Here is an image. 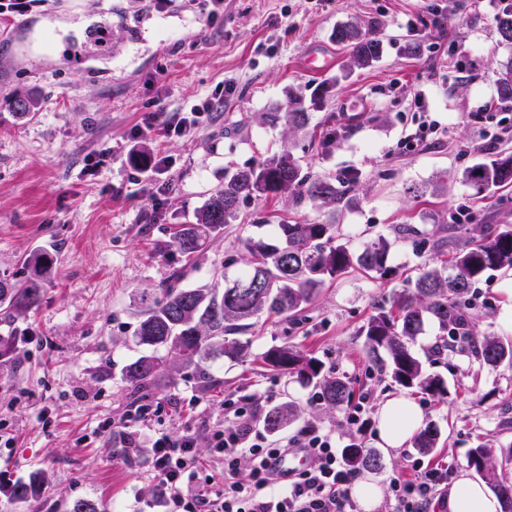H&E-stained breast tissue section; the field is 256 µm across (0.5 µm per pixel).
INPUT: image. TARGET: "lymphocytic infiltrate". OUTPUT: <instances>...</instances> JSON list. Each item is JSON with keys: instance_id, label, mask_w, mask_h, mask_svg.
<instances>
[{"instance_id": "obj_1", "label": "lymphocytic infiltrate", "mask_w": 512, "mask_h": 512, "mask_svg": "<svg viewBox=\"0 0 512 512\" xmlns=\"http://www.w3.org/2000/svg\"><path fill=\"white\" fill-rule=\"evenodd\" d=\"M211 102L191 106L175 122L152 113L143 129L156 136H188L200 126ZM253 402L227 400L223 424L209 428L207 437L214 454L224 460V475L201 477L196 466L198 436L189 430L171 437L163 428L158 410L144 405L130 413L123 445L149 449L152 477L161 491L163 512H355L351 485L356 477L345 453L336 446V433L306 424L287 438L274 440L261 429L243 423L244 415L256 414ZM293 448L307 449L314 467L289 477L275 470L278 457ZM251 464L249 481L237 479L241 459ZM414 478L393 474L386 479V492L394 512H427L439 486L446 481L437 468L413 462Z\"/></svg>"}]
</instances>
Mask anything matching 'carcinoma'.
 <instances>
[{"mask_svg": "<svg viewBox=\"0 0 512 512\" xmlns=\"http://www.w3.org/2000/svg\"><path fill=\"white\" fill-rule=\"evenodd\" d=\"M495 22L502 40L512 44V0H507ZM334 38L350 50L356 67L371 65L384 52L382 40L368 39L355 24L337 27ZM0 108L23 118L38 112L39 101L31 95H7L0 100ZM263 119L271 125L282 121L301 126L308 121V112L301 98L290 95L285 103L264 113ZM358 177L356 171L334 180L309 175L302 172L293 152L284 149L224 178V186L210 193L196 210L195 222L180 225L170 246L180 255L192 257L208 237L237 219L243 198L269 199L291 193L298 204L310 199L326 205H346ZM465 179L475 190L476 200L511 188L512 150L497 152L472 165ZM448 231L454 240L452 248L445 249L444 238L432 243L435 259L421 265L415 275L405 277L390 308H377L362 327L370 361L379 372L404 389L433 397L447 393L446 382L440 375L427 372L411 348L429 323L438 330L435 349L439 352L462 340L469 344L475 358L489 366L512 363V340L492 336L474 341L469 306L464 300L488 272L512 270V224H488L478 240L466 236L463 224H450ZM400 239L419 252L429 244L423 232L411 224L402 228ZM391 246L390 240L380 236L355 250L333 221L281 218L273 233L245 239L250 260L233 278L222 273L210 285L169 286L161 289V301L140 298L136 339L148 353L125 366L126 383L143 400L162 375L179 366H192L204 385L213 386L211 361L217 356L236 360L249 357L251 340L242 336L261 320L296 319L323 288L353 272L375 279L391 275ZM23 263L29 271L24 279L0 277V314L9 319L24 317L39 305L43 284L52 275L53 259L44 251L30 253ZM255 361L294 377L305 388L318 390L320 399L330 407L342 409L352 403V391L343 378L324 370L320 359L294 346H272ZM300 414L297 402L285 401L265 412L263 426L277 432L297 421ZM439 436V428L428 423L415 433L413 447L429 454ZM345 453L354 467L376 468L380 461L376 452L354 443L346 446ZM467 463L488 480L502 500L504 512H512V482L492 470L488 448L479 445L469 449ZM40 490L35 480L18 482L11 496L15 502L25 503Z\"/></svg>", "mask_w": 512, "mask_h": 512, "instance_id": "1", "label": "carcinoma"}]
</instances>
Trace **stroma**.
I'll return each instance as SVG.
<instances>
[{
  "label": "stroma",
  "mask_w": 512,
  "mask_h": 512,
  "mask_svg": "<svg viewBox=\"0 0 512 512\" xmlns=\"http://www.w3.org/2000/svg\"><path fill=\"white\" fill-rule=\"evenodd\" d=\"M9 2L0 0V96L28 93L41 109L25 119L0 109V274L23 278V259L35 249L52 252L55 265L27 319L0 323V334L19 336L22 347L0 367V512H66L77 499L99 512H160L148 450L118 453L119 425L135 407L122 369L143 352L136 303L158 298L173 281L195 287L217 271L234 276L249 258L243 239L255 225L317 216L340 224L359 248L380 234L397 237L403 224L437 240L461 205H476V223L512 224V192L476 203L464 179L467 167L493 153L478 114L498 105V79L512 64V45L502 43L494 21L500 0H223L215 20L203 0H173L161 12L146 0H39L25 15L11 13ZM347 20L384 39L372 66H352L348 49L333 40ZM102 27L108 51L75 56L72 44ZM410 39L420 42L419 56L407 54ZM323 51L333 53V67L308 68V55ZM293 91L306 98L308 125L265 124L262 114ZM218 95L222 103L193 136L131 140L147 113L173 117ZM424 121L436 133L415 150L402 148ZM106 146L111 157L91 170L89 156ZM286 148L314 176L357 171L350 206L246 198L238 220L194 257L171 249L178 226L193 223L225 173ZM133 150L172 159L166 189L136 176ZM435 181L445 183L444 194H431ZM423 260L411 245H397L393 277L353 275L327 286L302 319L257 326L252 350L287 343L310 351L353 387L370 418L387 398L410 396L441 431L423 461L448 470L453 482L480 444L491 448L493 468L502 467L499 450L512 443V364L488 367L458 350L435 354L430 329L414 350L447 380L443 399L404 393L372 370L360 327ZM470 302L476 337L512 338V275L489 272ZM213 373L216 388L183 369L162 377L149 396L163 407L170 436L196 429V453L208 469H224L207 430L223 422L225 399L255 397L263 410L293 400L306 410L304 423L335 430L338 446L354 439L377 450L380 469L358 475L381 491L371 512H393L385 480L409 474L412 445L378 448L374 426L353 436L342 411L312 403L313 389L289 375L227 358ZM36 473L44 478L38 499L12 502V485Z\"/></svg>",
  "instance_id": "stroma-1"
}]
</instances>
